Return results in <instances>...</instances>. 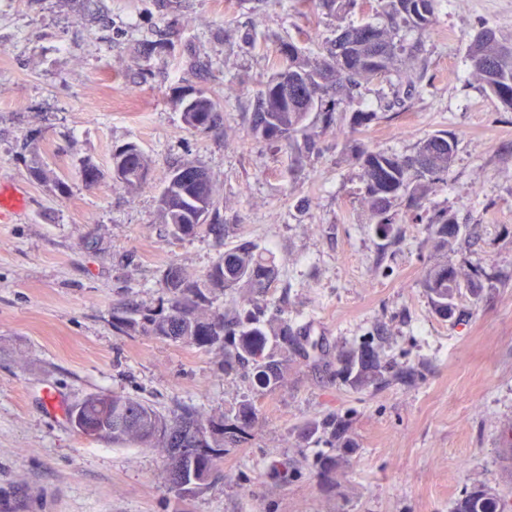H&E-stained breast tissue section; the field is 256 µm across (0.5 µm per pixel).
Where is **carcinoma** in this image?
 Segmentation results:
<instances>
[{
    "mask_svg": "<svg viewBox=\"0 0 512 512\" xmlns=\"http://www.w3.org/2000/svg\"><path fill=\"white\" fill-rule=\"evenodd\" d=\"M316 8L341 14L359 6V0H309ZM438 0H370L369 11L383 19L381 23L340 26L336 37L316 63L303 59L291 43L281 46L274 55L278 72H288V82L300 93L285 98L276 91L278 78L267 81L259 91L250 120L249 136L268 144L291 147L296 136L304 131L309 112L316 110L322 122H337V107H349L360 94L362 82L384 75L393 69L398 58L415 57L422 51L421 37L432 28ZM418 35L408 42L404 33ZM482 40L473 39L468 58L480 73L490 93L507 109H512V55L504 54L506 44L512 45L493 29H483ZM194 111L184 114L192 129L195 112L211 118L209 128L220 122V115L205 111L217 107L203 90ZM375 119V113L354 111L349 118L350 131L358 132ZM457 139L446 133L423 139L412 156L362 150L357 160L362 169L364 199L380 217L377 229L381 237L389 236L394 224L390 215L392 204L401 200L411 211V222L427 223L440 247L446 248L459 235L460 225L444 213L424 221L426 182L448 173ZM112 158L122 162L125 176L118 182L136 192L148 184L149 163L143 150L125 144L116 148ZM197 165L186 163L177 170L183 178L170 179L159 199L161 222L171 235L183 238L196 234L202 225L196 222L197 202L209 211L206 226L215 235H224V225L217 223L219 209L212 184L200 186L194 179ZM279 270L266 258L258 245L239 239L224 247L201 281L187 279L182 270L169 266L163 275V287L170 297L157 309H131L130 314L115 318L114 327L124 332L140 329L143 333L175 342H186L224 353V370H240L253 379L256 390L270 391L287 378L293 357H309L299 332L282 316V311L268 298L271 284ZM485 268L471 266L465 279L458 270L446 264L426 271L423 287L434 312L446 319L455 316L456 299L462 290L479 296ZM247 290L248 307L220 310L213 307L217 292ZM336 375L357 388L386 381L388 365L376 338H369L336 354ZM257 407L251 399L243 400L232 416L213 418L185 412L167 418L144 401L127 394L97 393L86 397L68 410L70 421L84 417L98 421L103 428L100 439L113 443H136L160 449L166 457L168 476L178 475L186 482L205 485L211 471L219 469L224 445L243 438L255 421ZM208 429L211 443L207 448L194 445L196 432ZM311 433H318L331 448L345 450L352 446L351 417L336 415L313 424ZM325 481L337 477L338 459L325 457L315 461ZM452 512H512V500L486 488L476 487L462 494Z\"/></svg>",
    "mask_w": 512,
    "mask_h": 512,
    "instance_id": "cac0c4a2",
    "label": "carcinoma"
}]
</instances>
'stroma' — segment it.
Listing matches in <instances>:
<instances>
[{
	"label": "stroma",
	"instance_id": "35a3bbf8",
	"mask_svg": "<svg viewBox=\"0 0 512 512\" xmlns=\"http://www.w3.org/2000/svg\"><path fill=\"white\" fill-rule=\"evenodd\" d=\"M300 0H0V186L26 205L0 223V512H451L474 487L512 491L501 438L512 427V110L467 58L492 27L512 38V0H439L420 61L421 94L397 104V76L366 84L354 106L374 112L359 133L310 112L314 151L249 138L269 60L295 43L308 60L340 26L360 22ZM219 104L210 130L188 128L183 101ZM445 131L458 148L431 185V213L462 229L442 249L424 224L391 210L382 239L360 195L358 150L412 155ZM148 157V184L112 180V152ZM46 161L53 178L30 172ZM101 181L87 185L84 162ZM186 162L208 172L223 237L171 236L159 193ZM255 240L279 269L269 295L319 345L258 401L246 440L226 447L220 475L178 498L159 449L77 434L68 409L97 392L130 394L169 415L191 407L233 415L250 394L222 354L113 326L124 305L166 298L168 265L202 278L225 245ZM489 271L460 316H437L426 271L447 263ZM380 339L391 383L355 389L336 353ZM351 413L355 447L338 454L311 423ZM339 457L334 483L314 462ZM298 466L280 476L283 460Z\"/></svg>",
	"mask_w": 512,
	"mask_h": 512
}]
</instances>
